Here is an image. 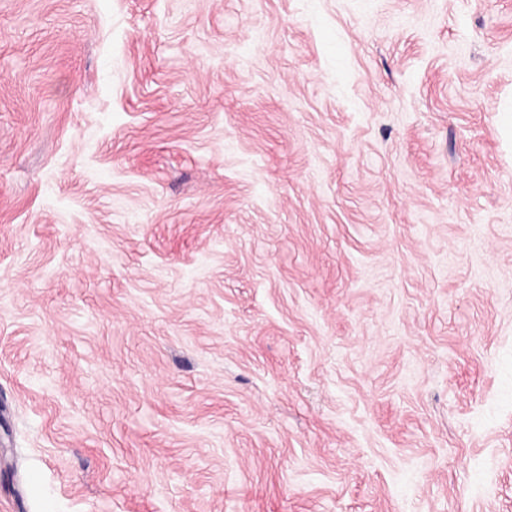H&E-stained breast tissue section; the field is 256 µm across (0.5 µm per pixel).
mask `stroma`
Returning a JSON list of instances; mask_svg holds the SVG:
<instances>
[{"instance_id": "obj_1", "label": "stroma", "mask_w": 512, "mask_h": 512, "mask_svg": "<svg viewBox=\"0 0 512 512\" xmlns=\"http://www.w3.org/2000/svg\"><path fill=\"white\" fill-rule=\"evenodd\" d=\"M0 512H512V0H0Z\"/></svg>"}]
</instances>
